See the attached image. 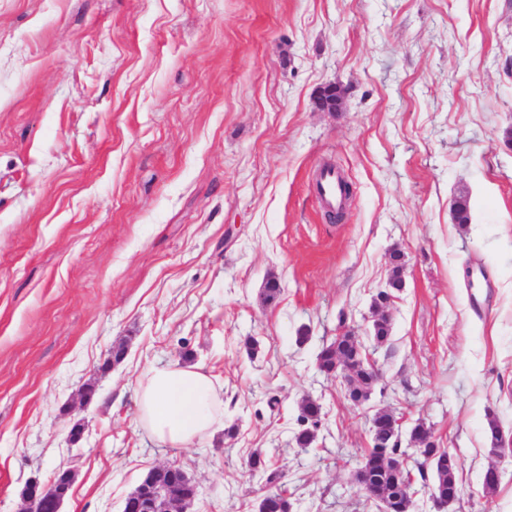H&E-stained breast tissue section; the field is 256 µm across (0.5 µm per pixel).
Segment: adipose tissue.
<instances>
[{
	"label": "adipose tissue",
	"instance_id": "obj_1",
	"mask_svg": "<svg viewBox=\"0 0 512 512\" xmlns=\"http://www.w3.org/2000/svg\"><path fill=\"white\" fill-rule=\"evenodd\" d=\"M221 406L208 375L174 362L146 375L139 390L138 422L158 440L185 448L220 424Z\"/></svg>",
	"mask_w": 512,
	"mask_h": 512
}]
</instances>
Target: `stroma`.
Listing matches in <instances>:
<instances>
[{
    "mask_svg": "<svg viewBox=\"0 0 512 512\" xmlns=\"http://www.w3.org/2000/svg\"><path fill=\"white\" fill-rule=\"evenodd\" d=\"M327 162L354 191L339 224L309 191ZM345 330L383 374L366 411L317 366ZM174 361L224 402L187 448L136 422ZM382 408L402 447L423 422L457 456L454 512H512L486 431L512 437V0H0V512L66 467L62 512H122L167 463L191 512H257V450L294 512H379L355 471ZM301 406L300 421L303 428L295 436V441L300 447L307 448L315 439V430L318 428L320 421L321 407L311 399L304 400Z\"/></svg>",
    "mask_w": 512,
    "mask_h": 512,
    "instance_id": "stroma-1",
    "label": "stroma"
}]
</instances>
